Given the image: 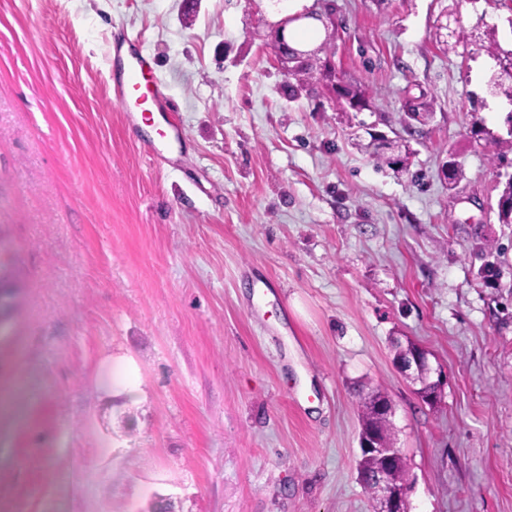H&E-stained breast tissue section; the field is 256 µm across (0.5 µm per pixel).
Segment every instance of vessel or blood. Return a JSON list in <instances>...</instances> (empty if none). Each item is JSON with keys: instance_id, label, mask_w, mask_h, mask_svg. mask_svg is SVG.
Here are the masks:
<instances>
[{"instance_id": "1", "label": "vessel or blood", "mask_w": 512, "mask_h": 512, "mask_svg": "<svg viewBox=\"0 0 512 512\" xmlns=\"http://www.w3.org/2000/svg\"><path fill=\"white\" fill-rule=\"evenodd\" d=\"M112 63L122 72L112 86L113 100L125 115L129 128H154L159 142L170 137L167 127L159 125L158 117L171 115L170 101L154 77L151 62L134 41L115 46Z\"/></svg>"}]
</instances>
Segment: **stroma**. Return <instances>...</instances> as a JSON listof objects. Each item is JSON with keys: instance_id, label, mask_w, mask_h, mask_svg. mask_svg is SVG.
I'll use <instances>...</instances> for the list:
<instances>
[{"instance_id": "1", "label": "stroma", "mask_w": 512, "mask_h": 512, "mask_svg": "<svg viewBox=\"0 0 512 512\" xmlns=\"http://www.w3.org/2000/svg\"><path fill=\"white\" fill-rule=\"evenodd\" d=\"M334 80L278 66L277 0H0V512H373L360 395L411 512H512V102L500 0H320ZM137 37L180 137L108 92ZM465 49L445 45L458 33ZM366 90L341 111L334 81ZM433 102L424 125L409 99ZM398 141L396 175L365 152ZM463 171L456 186L444 165ZM443 366L437 405L395 365ZM379 396L373 398L361 397L358 402V412L361 421V434L370 435L374 434L378 438V442L384 447L392 446V421L388 417H383L376 412L374 400ZM377 438L374 436H366L361 440V448L370 453L380 456L386 462L387 466L390 464L392 458L395 456L393 448H382L377 443ZM393 478L397 484L403 488L407 486L406 475L408 471L407 459L402 456L397 450L396 456L392 464Z\"/></svg>"}]
</instances>
